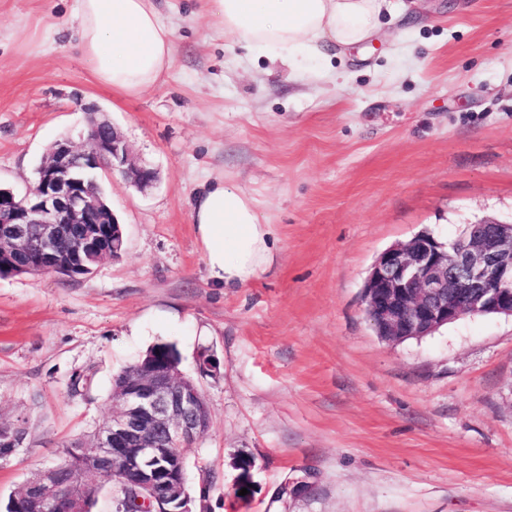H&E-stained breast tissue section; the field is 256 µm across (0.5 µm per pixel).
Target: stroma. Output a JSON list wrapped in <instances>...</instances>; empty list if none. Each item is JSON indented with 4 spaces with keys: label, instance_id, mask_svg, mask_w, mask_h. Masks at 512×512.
Masks as SVG:
<instances>
[{
    "label": "stroma",
    "instance_id": "35a3bbf8",
    "mask_svg": "<svg viewBox=\"0 0 512 512\" xmlns=\"http://www.w3.org/2000/svg\"><path fill=\"white\" fill-rule=\"evenodd\" d=\"M421 2L383 15L373 49L292 68L230 44L199 0H156L174 61L126 96L95 80L73 0H0V187L28 192L98 112L158 174L101 177L119 257L0 277V429L21 436L1 500L91 441L114 377L168 343L210 411L187 451L208 512H512V316L392 345L362 299L389 246L512 223V0ZM210 175L273 231V264L240 288L207 281L190 220ZM203 349L220 375L199 374Z\"/></svg>",
    "mask_w": 512,
    "mask_h": 512
}]
</instances>
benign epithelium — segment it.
<instances>
[{
	"label": "benign epithelium",
	"mask_w": 512,
	"mask_h": 512,
	"mask_svg": "<svg viewBox=\"0 0 512 512\" xmlns=\"http://www.w3.org/2000/svg\"><path fill=\"white\" fill-rule=\"evenodd\" d=\"M98 169L117 171L139 189L157 180L109 119H92L80 145L62 140L51 146L27 195L0 187V268L25 256L30 263L11 275L32 274L38 266L72 280L90 270L86 260L120 255L121 224L87 191ZM362 297L377 335L389 343L428 336L469 315L512 316V224L486 217L450 244L426 232L396 243L375 260ZM196 364L205 375L220 373L221 362L208 349ZM112 400L119 409L90 444L72 447L65 463L12 495L18 512H87L86 491L111 472L128 478L126 488L148 512L208 509L201 499L207 487L192 495L185 460L166 448L173 433L193 445L210 423L206 400L181 374L179 360L148 354L112 385Z\"/></svg>",
	"instance_id": "7a95c632"
}]
</instances>
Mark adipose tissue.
Wrapping results in <instances>:
<instances>
[{
    "label": "adipose tissue",
    "mask_w": 512,
    "mask_h": 512,
    "mask_svg": "<svg viewBox=\"0 0 512 512\" xmlns=\"http://www.w3.org/2000/svg\"><path fill=\"white\" fill-rule=\"evenodd\" d=\"M79 46L96 81L135 95L162 81L174 56V29L155 0H75ZM232 43L275 46L292 62L374 38L390 0H203ZM191 221L203 246L206 277L240 288L274 261L272 229L252 198L215 176L192 197Z\"/></svg>",
    "instance_id": "obj_1"
}]
</instances>
